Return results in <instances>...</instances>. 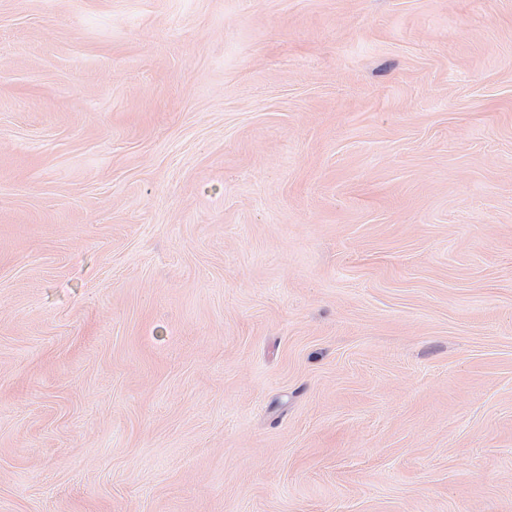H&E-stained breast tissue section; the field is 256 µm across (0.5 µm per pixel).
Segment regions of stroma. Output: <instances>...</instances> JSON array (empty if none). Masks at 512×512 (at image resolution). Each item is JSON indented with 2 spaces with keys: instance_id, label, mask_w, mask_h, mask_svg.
Wrapping results in <instances>:
<instances>
[{
  "instance_id": "obj_1",
  "label": "stroma",
  "mask_w": 512,
  "mask_h": 512,
  "mask_svg": "<svg viewBox=\"0 0 512 512\" xmlns=\"http://www.w3.org/2000/svg\"><path fill=\"white\" fill-rule=\"evenodd\" d=\"M0 512H512V0H0Z\"/></svg>"
}]
</instances>
